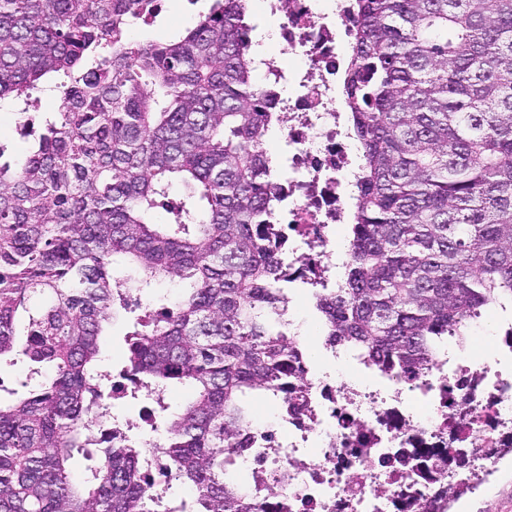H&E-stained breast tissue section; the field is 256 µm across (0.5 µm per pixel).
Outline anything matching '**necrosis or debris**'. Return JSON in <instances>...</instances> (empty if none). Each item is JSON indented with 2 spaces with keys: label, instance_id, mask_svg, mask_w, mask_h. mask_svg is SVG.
<instances>
[{
  "label": "necrosis or debris",
  "instance_id": "1",
  "mask_svg": "<svg viewBox=\"0 0 512 512\" xmlns=\"http://www.w3.org/2000/svg\"><path fill=\"white\" fill-rule=\"evenodd\" d=\"M254 27L278 50L255 56L281 141L268 216L288 249L292 294L336 285L333 227L349 221L360 158L347 141L340 83L350 60L353 0H257ZM512 327L466 360L435 354L414 374L372 376L354 353L327 348L329 366L293 365L303 392L250 428L238 469L276 487L263 512H441L449 489L479 486L512 451Z\"/></svg>",
  "mask_w": 512,
  "mask_h": 512
}]
</instances>
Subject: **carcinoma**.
<instances>
[{"mask_svg":"<svg viewBox=\"0 0 512 512\" xmlns=\"http://www.w3.org/2000/svg\"><path fill=\"white\" fill-rule=\"evenodd\" d=\"M156 0H0V108L30 127L0 163V357L32 363L27 395L0 402V512H158L112 419L100 336L134 286L178 280L176 300L127 336L124 371L161 412L158 450L192 508L253 512L252 400L288 399L283 249L266 222L277 181L263 153L247 0H212L167 41L136 40ZM344 83L362 155L344 276L314 295L329 342L388 374L427 365L471 320L512 309V0H355ZM55 78V112L26 106ZM181 206L164 217L174 182ZM94 465L78 481L72 460Z\"/></svg>","mask_w":512,"mask_h":512,"instance_id":"cac0c4a2","label":"carcinoma"}]
</instances>
